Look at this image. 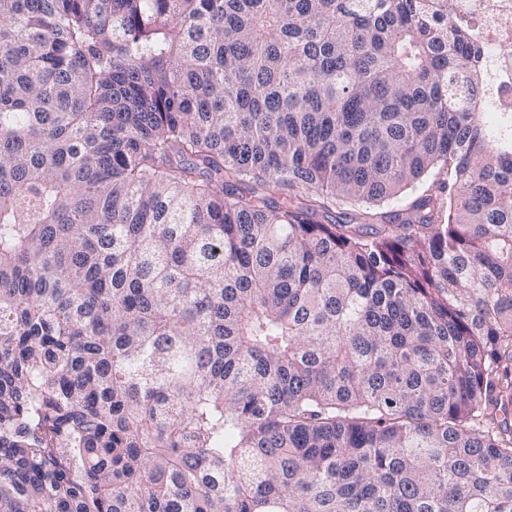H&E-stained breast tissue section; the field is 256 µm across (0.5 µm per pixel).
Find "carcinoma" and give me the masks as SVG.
<instances>
[{
	"label": "carcinoma",
	"instance_id": "carcinoma-1",
	"mask_svg": "<svg viewBox=\"0 0 512 512\" xmlns=\"http://www.w3.org/2000/svg\"><path fill=\"white\" fill-rule=\"evenodd\" d=\"M456 5L0 0V512H512Z\"/></svg>",
	"mask_w": 512,
	"mask_h": 512
}]
</instances>
